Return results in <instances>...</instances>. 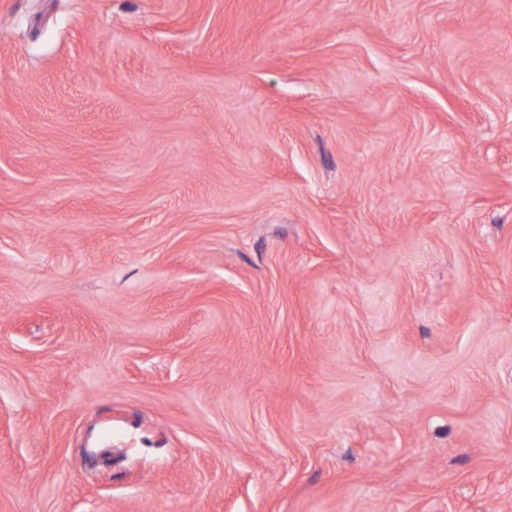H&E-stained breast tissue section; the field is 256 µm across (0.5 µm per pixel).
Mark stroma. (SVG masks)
<instances>
[{
  "label": "stroma",
  "instance_id": "35a3bbf8",
  "mask_svg": "<svg viewBox=\"0 0 512 512\" xmlns=\"http://www.w3.org/2000/svg\"><path fill=\"white\" fill-rule=\"evenodd\" d=\"M0 512H512V0H0Z\"/></svg>",
  "mask_w": 512,
  "mask_h": 512
}]
</instances>
